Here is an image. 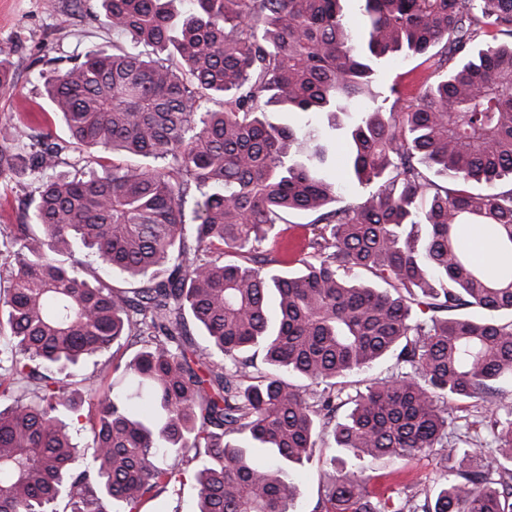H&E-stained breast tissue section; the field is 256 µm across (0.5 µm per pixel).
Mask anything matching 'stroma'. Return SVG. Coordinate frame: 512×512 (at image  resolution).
<instances>
[{"mask_svg":"<svg viewBox=\"0 0 512 512\" xmlns=\"http://www.w3.org/2000/svg\"><path fill=\"white\" fill-rule=\"evenodd\" d=\"M111 29L102 23L100 0H0V48L9 52L17 90L0 95V136L19 144L36 145L39 133L51 132L55 141L66 143L68 132L44 96L40 71L70 66L94 45L111 42ZM437 57L394 55L381 64L386 82H398L409 96H417L422 84L434 80ZM36 183L27 173L0 179V229L20 223L35 198ZM335 451L317 448L310 463L296 467L297 512H311L319 485ZM458 456L446 449L407 460H365L370 487L378 494L399 498L433 495L440 463L457 465ZM196 482L185 474L159 498L144 504L141 512H196Z\"/></svg>","mask_w":512,"mask_h":512,"instance_id":"35a3bbf8","label":"stroma"}]
</instances>
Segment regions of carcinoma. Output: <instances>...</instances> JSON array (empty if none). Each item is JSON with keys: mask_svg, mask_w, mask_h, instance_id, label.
I'll return each instance as SVG.
<instances>
[{"mask_svg": "<svg viewBox=\"0 0 512 512\" xmlns=\"http://www.w3.org/2000/svg\"><path fill=\"white\" fill-rule=\"evenodd\" d=\"M175 2L101 0L103 24L141 50L96 46L41 73L70 144L112 155L111 171L95 158L45 175L48 133L36 153L0 144V177L41 178L30 223L0 240L15 257L0 512H139L190 468L198 512H293V465L329 427L348 460L312 512H512V406L455 416L512 382V266L489 271L459 236L480 229L512 257V0H358L355 18L346 0ZM441 43L443 78L373 94L381 59ZM270 106L317 124L272 125ZM346 184L370 191L338 206ZM293 211L315 218L288 261L265 244ZM122 342L138 347L129 391L68 371ZM390 353L396 375L336 391ZM456 430L468 447L435 498L372 495L357 461L430 454Z\"/></svg>", "mask_w": 512, "mask_h": 512, "instance_id": "obj_1", "label": "carcinoma"}]
</instances>
